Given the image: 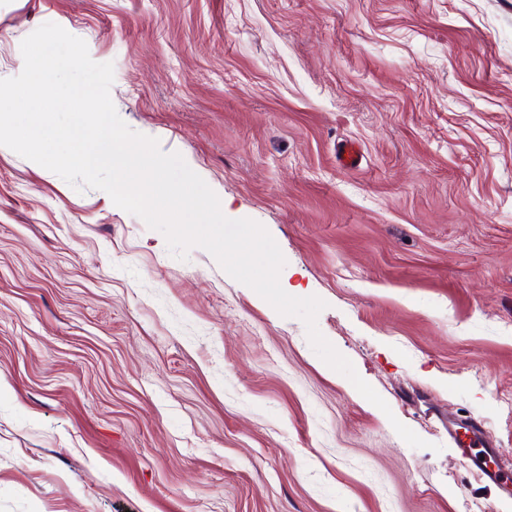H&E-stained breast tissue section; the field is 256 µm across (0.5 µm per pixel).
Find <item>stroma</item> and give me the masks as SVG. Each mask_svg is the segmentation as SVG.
I'll use <instances>...</instances> for the list:
<instances>
[{"label": "stroma", "instance_id": "35a3bbf8", "mask_svg": "<svg viewBox=\"0 0 512 512\" xmlns=\"http://www.w3.org/2000/svg\"><path fill=\"white\" fill-rule=\"evenodd\" d=\"M47 22L391 411L207 251L0 146V512H512L448 433L512 471V0H0V78Z\"/></svg>", "mask_w": 512, "mask_h": 512}]
</instances>
